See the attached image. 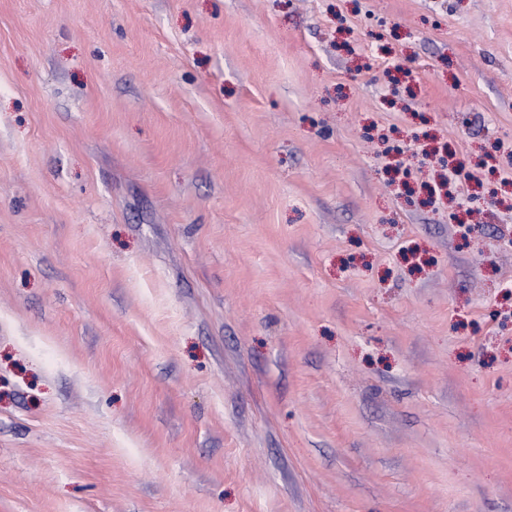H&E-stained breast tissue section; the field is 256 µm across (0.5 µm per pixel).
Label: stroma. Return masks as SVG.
<instances>
[{
	"label": "stroma",
	"mask_w": 512,
	"mask_h": 512,
	"mask_svg": "<svg viewBox=\"0 0 512 512\" xmlns=\"http://www.w3.org/2000/svg\"><path fill=\"white\" fill-rule=\"evenodd\" d=\"M512 0H0V512H512Z\"/></svg>",
	"instance_id": "1"
}]
</instances>
